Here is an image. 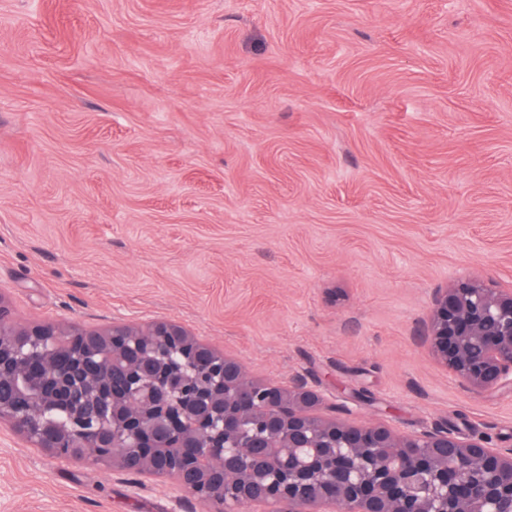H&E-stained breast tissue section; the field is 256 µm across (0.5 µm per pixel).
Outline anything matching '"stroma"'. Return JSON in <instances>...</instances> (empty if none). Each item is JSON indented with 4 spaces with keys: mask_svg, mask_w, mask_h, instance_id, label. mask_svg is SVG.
Segmentation results:
<instances>
[{
    "mask_svg": "<svg viewBox=\"0 0 512 512\" xmlns=\"http://www.w3.org/2000/svg\"><path fill=\"white\" fill-rule=\"evenodd\" d=\"M512 288V0H0V294L172 320L351 420L512 448L422 334ZM0 426V512H211Z\"/></svg>",
    "mask_w": 512,
    "mask_h": 512,
    "instance_id": "1",
    "label": "stroma"
}]
</instances>
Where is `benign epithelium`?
Instances as JSON below:
<instances>
[{"label":"benign epithelium","mask_w":512,"mask_h":512,"mask_svg":"<svg viewBox=\"0 0 512 512\" xmlns=\"http://www.w3.org/2000/svg\"><path fill=\"white\" fill-rule=\"evenodd\" d=\"M426 341L466 390H512V290L436 289ZM2 421L61 461L169 477L215 512H512V448L444 422L351 424L304 378L257 382L173 321L20 324L0 297Z\"/></svg>","instance_id":"benign-epithelium-1"}]
</instances>
